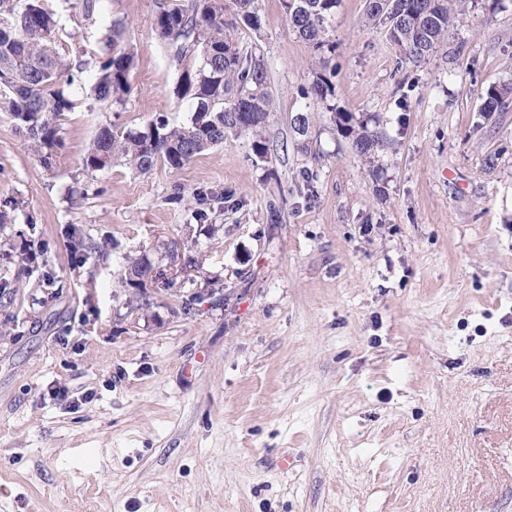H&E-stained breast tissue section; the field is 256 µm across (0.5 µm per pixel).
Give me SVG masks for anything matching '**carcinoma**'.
I'll list each match as a JSON object with an SVG mask.
<instances>
[{
	"instance_id": "cac0c4a2",
	"label": "carcinoma",
	"mask_w": 512,
	"mask_h": 512,
	"mask_svg": "<svg viewBox=\"0 0 512 512\" xmlns=\"http://www.w3.org/2000/svg\"><path fill=\"white\" fill-rule=\"evenodd\" d=\"M216 2L170 0L155 20L158 37L170 45L178 60L198 59L196 69L184 71L177 91L181 104L192 113L190 123L174 126L161 115L144 131L120 134L104 127L83 159L85 168L102 170L122 158L141 173L151 171L159 160L179 169L209 148L224 144L229 136L249 133L256 156L268 154L263 131L271 109L264 59L240 52L227 34L239 23L260 28L257 0H232L234 17L229 20ZM377 2L366 0L368 23L382 28L408 63L417 64L432 55L456 22L452 0H391L389 17ZM292 3L297 6L295 14ZM336 4L337 0H282L293 31L320 52L329 45L327 34ZM56 26L55 14L43 0H0V112L10 113L29 140L48 150L56 145L59 117L74 108L60 83L69 63L54 47ZM105 31L110 49L95 60L90 90L96 102L109 107L131 90L133 57L118 47L122 38L118 24L105 26ZM511 94L512 87L506 84L489 87L481 111H500ZM330 95V81L322 73L302 89V97L308 100L302 109L305 124H311V106L326 103ZM334 116L358 155L368 156L378 149V140L363 122L341 112ZM152 269L143 258L133 261L129 285L142 287V278Z\"/></svg>"
}]
</instances>
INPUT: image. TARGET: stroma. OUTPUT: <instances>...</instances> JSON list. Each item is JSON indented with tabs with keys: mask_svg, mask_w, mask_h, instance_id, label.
<instances>
[{
	"mask_svg": "<svg viewBox=\"0 0 512 512\" xmlns=\"http://www.w3.org/2000/svg\"><path fill=\"white\" fill-rule=\"evenodd\" d=\"M47 2L60 53L94 62L102 28ZM161 2L103 0L132 91L104 110L68 71L50 160L0 112V512H512V96L481 111L512 84V0H466L417 66L365 0L323 55L258 0L230 35L265 61L267 157L243 134L178 170L85 169L102 127L190 120ZM319 71L370 157L324 109L298 149ZM173 246L191 278L127 285ZM334 112L335 122L345 137L349 138L352 148L360 156H368L379 147V142L373 134H370L362 121L353 122L352 116L335 112L336 108H329ZM337 117V121H336Z\"/></svg>",
	"mask_w": 512,
	"mask_h": 512,
	"instance_id": "obj_1",
	"label": "stroma"
}]
</instances>
